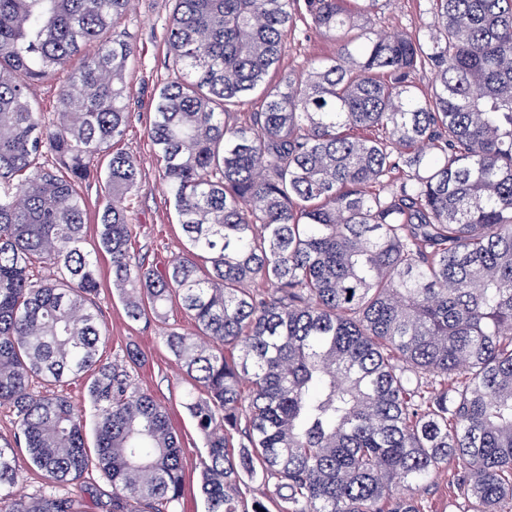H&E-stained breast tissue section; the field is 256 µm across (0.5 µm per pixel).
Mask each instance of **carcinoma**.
Listing matches in <instances>:
<instances>
[{
    "instance_id": "1",
    "label": "carcinoma",
    "mask_w": 512,
    "mask_h": 512,
    "mask_svg": "<svg viewBox=\"0 0 512 512\" xmlns=\"http://www.w3.org/2000/svg\"><path fill=\"white\" fill-rule=\"evenodd\" d=\"M174 2L177 76L148 136L185 249L162 269L131 255L139 172L123 152L99 245L129 319L176 298L194 322L166 342L206 394L186 400L206 441V512H267L240 497L247 479L281 512H434L413 488L448 467V512H509L512 0H430L432 22L405 35L375 30L381 0ZM129 4L0 0V405L18 417L0 436V512H76L55 490L8 497L18 448L57 485L95 466L112 512H179L181 445L131 378L138 353L98 356L75 189L128 122L132 47L101 33ZM299 20L336 52L273 82ZM79 55L49 119L31 89ZM259 89L261 111L238 121ZM88 372L92 451L49 391Z\"/></svg>"
}]
</instances>
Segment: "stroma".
<instances>
[{
	"label": "stroma",
	"mask_w": 512,
	"mask_h": 512,
	"mask_svg": "<svg viewBox=\"0 0 512 512\" xmlns=\"http://www.w3.org/2000/svg\"><path fill=\"white\" fill-rule=\"evenodd\" d=\"M174 0H132L118 26L133 54L128 62L127 95L131 115L114 150L132 155L139 167L138 189L127 211L131 254L148 266H161L181 253L185 235L162 179L163 163L154 149L148 129L160 86L175 75L167 46V27ZM429 0H391L374 17L378 30L386 33H414L430 22ZM285 53L281 71L302 67L308 60L332 55L333 41L319 35L305 37L302 27L283 34ZM85 203V224L81 247L97 258L100 288L95 302L106 331L99 354L103 361L124 363L128 352H138L140 361L129 372L136 386L153 396L166 409L171 425L182 443V512H205L200 494L201 461L205 442L185 408L187 393L198 387L189 378L166 345L165 335L175 330L193 331L194 325L179 300H172L162 319L150 322L130 320L112 286V264L98 251V218L107 201L101 182L89 180L79 187Z\"/></svg>",
	"instance_id": "obj_1"
}]
</instances>
